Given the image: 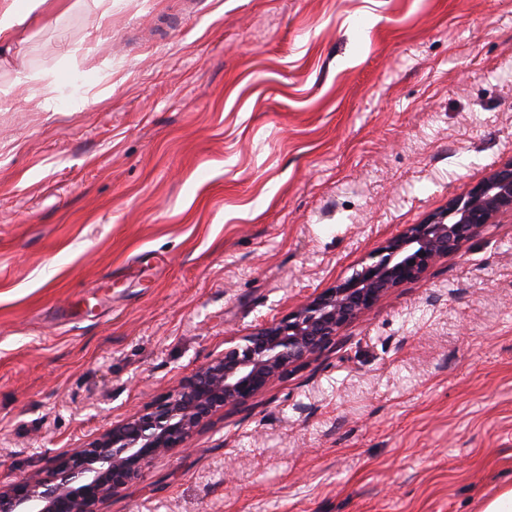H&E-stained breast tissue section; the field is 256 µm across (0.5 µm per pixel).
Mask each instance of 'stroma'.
I'll return each mask as SVG.
<instances>
[{
  "label": "stroma",
  "mask_w": 512,
  "mask_h": 512,
  "mask_svg": "<svg viewBox=\"0 0 512 512\" xmlns=\"http://www.w3.org/2000/svg\"><path fill=\"white\" fill-rule=\"evenodd\" d=\"M0 63V477L87 447L512 158V0H93ZM512 216L100 512H482Z\"/></svg>",
  "instance_id": "obj_1"
}]
</instances>
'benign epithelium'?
Instances as JSON below:
<instances>
[{"label":"benign epithelium","instance_id":"benign-epithelium-1","mask_svg":"<svg viewBox=\"0 0 512 512\" xmlns=\"http://www.w3.org/2000/svg\"><path fill=\"white\" fill-rule=\"evenodd\" d=\"M512 215V159L424 223L287 316L265 323L199 368L179 389L42 470L0 481V512H99L152 461L184 448L212 417L255 398L332 344L390 290L422 275L482 227Z\"/></svg>","mask_w":512,"mask_h":512}]
</instances>
